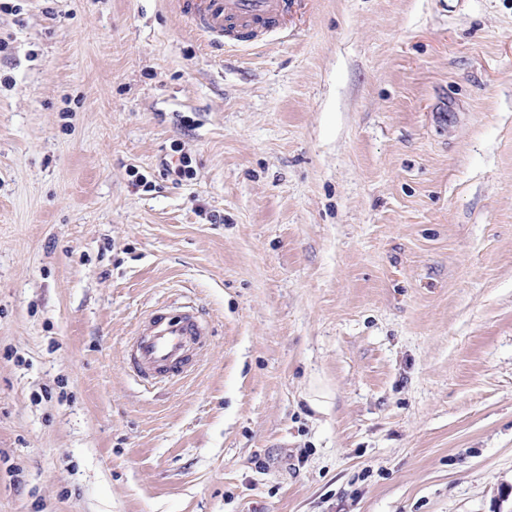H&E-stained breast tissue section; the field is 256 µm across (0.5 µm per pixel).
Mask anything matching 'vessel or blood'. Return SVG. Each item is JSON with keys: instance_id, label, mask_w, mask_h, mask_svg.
<instances>
[{"instance_id": "1", "label": "vessel or blood", "mask_w": 512, "mask_h": 512, "mask_svg": "<svg viewBox=\"0 0 512 512\" xmlns=\"http://www.w3.org/2000/svg\"><path fill=\"white\" fill-rule=\"evenodd\" d=\"M182 17L213 44L251 41L288 11V0H177ZM206 326L188 306L152 310L135 337L128 368L142 383L186 377Z\"/></svg>"}]
</instances>
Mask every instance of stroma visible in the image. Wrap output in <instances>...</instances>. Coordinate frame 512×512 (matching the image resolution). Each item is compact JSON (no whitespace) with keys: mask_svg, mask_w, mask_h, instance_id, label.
<instances>
[{"mask_svg":"<svg viewBox=\"0 0 512 512\" xmlns=\"http://www.w3.org/2000/svg\"><path fill=\"white\" fill-rule=\"evenodd\" d=\"M0 512H512V0H0ZM180 14L208 42L255 40L288 12V0H177ZM189 305L152 310L134 338L128 368L144 384L186 377L190 354L206 336L200 315Z\"/></svg>","mask_w":512,"mask_h":512,"instance_id":"obj_1","label":"stroma"}]
</instances>
